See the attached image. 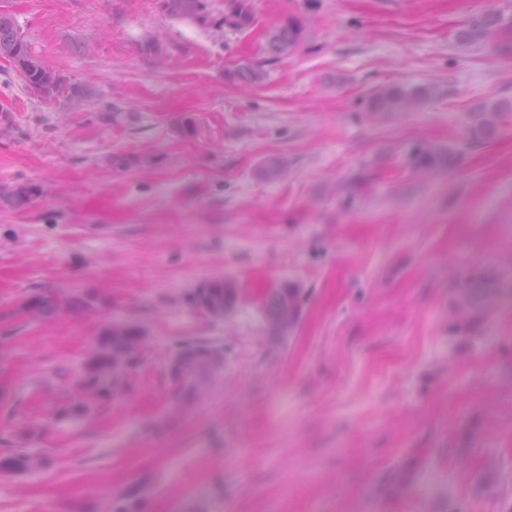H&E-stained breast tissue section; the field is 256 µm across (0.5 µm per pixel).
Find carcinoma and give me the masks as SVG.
<instances>
[{"label":"carcinoma","instance_id":"carcinoma-1","mask_svg":"<svg viewBox=\"0 0 512 512\" xmlns=\"http://www.w3.org/2000/svg\"><path fill=\"white\" fill-rule=\"evenodd\" d=\"M163 11L174 19H203L204 0H162ZM252 20L248 0H224L222 24L242 30ZM512 28V19L502 14H487L457 35L459 44H493L502 34ZM303 22L290 17L273 26L266 33L263 51L266 62L280 60L294 50L302 35ZM0 59L10 62L27 85L45 97L64 95L78 100L83 91L67 84L60 73L47 67L36 55L16 26L10 15L0 9ZM265 71L256 66H246L229 74L233 80L253 85L265 79ZM430 89L425 85H386L378 88L370 97L369 111L375 116L393 112H413L429 97ZM512 116V102L493 100L474 112L465 114V124L470 143L481 145L493 140L499 128ZM455 154L451 149L430 146L414 156V169L419 173L445 169L453 166ZM287 164L279 157L263 162L259 173L268 181H277L285 175ZM39 197L36 188L18 184L14 187H0V208L19 209L32 205ZM491 293L487 284L479 280H468L458 289L456 317L467 322L486 307ZM242 294L239 284L232 279H214L197 288L191 296V303L214 320H222L238 306ZM94 299L79 292L45 290L26 299L21 308L32 316L51 317L59 312L89 311ZM261 311L267 335L278 341L292 333L298 326L301 313V292L296 286L282 283L268 289L262 296ZM143 335L142 330L129 322H114L109 326L98 343V350L87 373L75 379L78 393L97 392L110 397L119 384L118 377L131 368L123 357L132 351L134 343ZM223 360L221 351L205 342H184L171 357L181 377L178 392L184 398H193L202 389L212 372ZM35 460L20 450L12 452L0 461V469L24 473L33 468Z\"/></svg>","mask_w":512,"mask_h":512}]
</instances>
